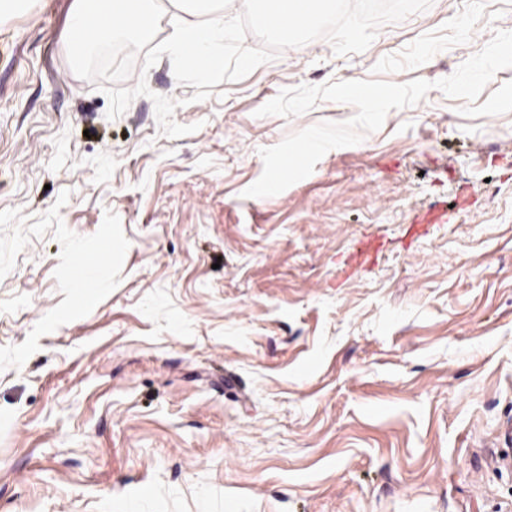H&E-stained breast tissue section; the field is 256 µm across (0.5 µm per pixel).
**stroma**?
I'll return each instance as SVG.
<instances>
[{
  "mask_svg": "<svg viewBox=\"0 0 512 512\" xmlns=\"http://www.w3.org/2000/svg\"><path fill=\"white\" fill-rule=\"evenodd\" d=\"M73 6L0 21V512H512V113L434 89L243 195L261 148L355 113L257 116L281 89L448 77L512 0H432L198 102L136 57L124 87L198 126L176 139L152 94L111 119L73 73Z\"/></svg>",
  "mask_w": 512,
  "mask_h": 512,
  "instance_id": "stroma-1",
  "label": "stroma"
}]
</instances>
